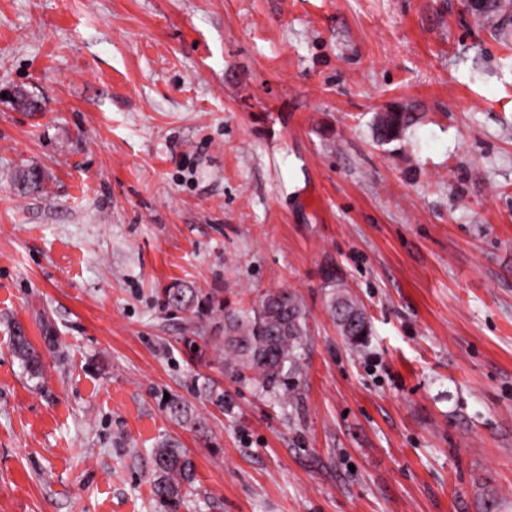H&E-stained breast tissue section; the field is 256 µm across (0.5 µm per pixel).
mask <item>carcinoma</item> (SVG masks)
<instances>
[{"label": "carcinoma", "mask_w": 512, "mask_h": 512, "mask_svg": "<svg viewBox=\"0 0 512 512\" xmlns=\"http://www.w3.org/2000/svg\"><path fill=\"white\" fill-rule=\"evenodd\" d=\"M469 15L476 27L495 37H503L512 30V21L504 17L496 0H487L486 10H471ZM417 120L415 113L403 108L383 112L375 118L376 136L381 141L394 140ZM16 182L24 192L43 188V176L32 168L19 171ZM328 287V311L341 335L350 345L363 346L371 332L367 314L348 290L336 288V281H330ZM165 295L167 304L176 309L195 310L199 317L222 318L224 327L218 326L216 330L224 336H206L195 329L184 339L191 359L203 361L212 354L221 367L282 403L300 396L308 330L306 312L295 293L287 289L266 290L246 309L193 288L172 286L165 290ZM11 347L24 369L34 377L39 376L41 361L24 330L14 332ZM194 388L218 410L228 408L224 387L215 380L206 377L201 383L194 382ZM164 407L175 421L196 432L205 431L204 418L184 399L171 397ZM153 456L155 498L179 502L194 488L193 459L170 439L158 441Z\"/></svg>", "instance_id": "obj_1"}]
</instances>
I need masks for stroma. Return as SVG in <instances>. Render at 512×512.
Returning a JSON list of instances; mask_svg holds the SVG:
<instances>
[{
  "mask_svg": "<svg viewBox=\"0 0 512 512\" xmlns=\"http://www.w3.org/2000/svg\"><path fill=\"white\" fill-rule=\"evenodd\" d=\"M397 107L420 122L379 142ZM176 284L294 291L300 400L189 359L211 321ZM0 512H512V45L464 0H0ZM327 294L328 311L336 322V325L346 341L358 348L362 347L371 332L370 320L361 307L359 302L347 289H336V281L330 280ZM336 305L342 308V312L338 313ZM352 317L357 323L352 325L347 320ZM365 333V336H362ZM11 347L15 357L20 361L24 369L31 376H39L41 373V361L24 330L18 328L14 332ZM203 382L199 383V378L194 382V388L203 399L216 407L220 411L228 408L224 395V388L220 386L215 380L202 376ZM167 414L175 421L189 426L196 432L204 433L206 422L203 417L195 412L193 407L184 399L179 397H169L164 404ZM153 492L156 499L177 503L194 488L195 463L174 441L157 442L153 452Z\"/></svg>",
  "mask_w": 512,
  "mask_h": 512,
  "instance_id": "stroma-1",
  "label": "stroma"
}]
</instances>
